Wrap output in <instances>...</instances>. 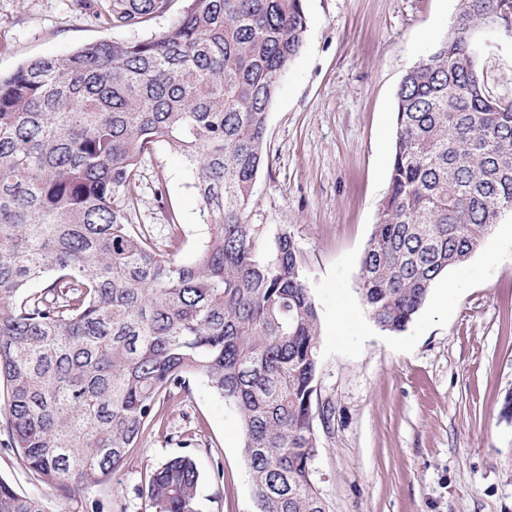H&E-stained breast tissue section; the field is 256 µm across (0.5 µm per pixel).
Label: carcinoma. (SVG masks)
<instances>
[{
	"instance_id": "1",
	"label": "carcinoma",
	"mask_w": 512,
	"mask_h": 512,
	"mask_svg": "<svg viewBox=\"0 0 512 512\" xmlns=\"http://www.w3.org/2000/svg\"><path fill=\"white\" fill-rule=\"evenodd\" d=\"M129 30L176 0H67ZM155 37L89 42L0 79V431L58 496L105 484L198 376L238 411L258 512H328L312 480L319 315L283 228L247 220L270 105L302 48L304 0H182ZM512 40V0H458L397 92L390 191L360 290L400 332L432 283L512 213V98L480 76L475 30ZM163 145L194 178L205 245L190 262L132 223ZM47 278L38 292L31 283ZM188 456L148 474L155 512H199ZM0 512H49L0 477Z\"/></svg>"
}]
</instances>
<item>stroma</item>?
I'll return each mask as SVG.
<instances>
[{"mask_svg": "<svg viewBox=\"0 0 512 512\" xmlns=\"http://www.w3.org/2000/svg\"><path fill=\"white\" fill-rule=\"evenodd\" d=\"M458 0H304L307 28L270 106L268 161L247 210L264 236L287 228L320 318L317 397L333 405L318 432L313 481L329 512H512V213L480 248L435 281L404 331L381 330L359 289L361 259L389 191L396 93L443 36ZM166 15L118 32L72 13L66 0H0V75L36 57L118 37L150 38ZM480 66L512 96V41L491 40ZM166 180L180 218L181 261L208 237L193 177L158 147L142 163L133 221L158 245L170 227L155 194ZM447 305H438L442 291ZM350 311L337 323L340 302ZM160 427L109 487L66 500L39 482L0 432V477L47 499L51 512H91L108 493L152 512L138 493L156 465L191 457L200 512H255L236 409L200 378L166 400Z\"/></svg>", "mask_w": 512, "mask_h": 512, "instance_id": "35a3bbf8", "label": "stroma"}]
</instances>
